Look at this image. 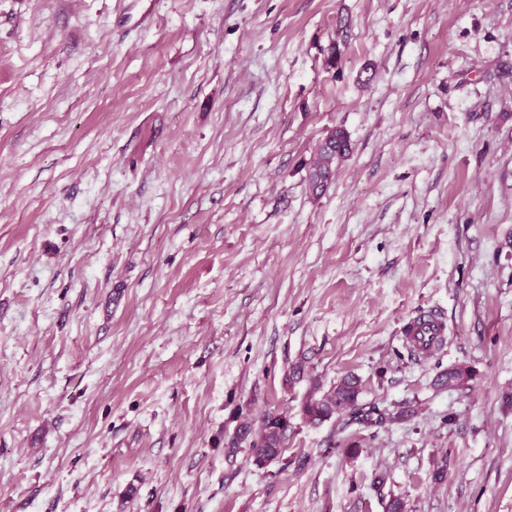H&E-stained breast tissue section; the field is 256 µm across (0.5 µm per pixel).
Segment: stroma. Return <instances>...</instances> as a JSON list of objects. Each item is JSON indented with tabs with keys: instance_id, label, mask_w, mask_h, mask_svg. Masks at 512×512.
<instances>
[{
	"instance_id": "obj_1",
	"label": "stroma",
	"mask_w": 512,
	"mask_h": 512,
	"mask_svg": "<svg viewBox=\"0 0 512 512\" xmlns=\"http://www.w3.org/2000/svg\"><path fill=\"white\" fill-rule=\"evenodd\" d=\"M350 373L415 416L306 423ZM393 497L512 512V0H0V512ZM351 151L350 141L343 130H332L321 142L316 157L308 169V182L313 192H322L333 178L339 165ZM407 340L419 355L427 356L445 341L446 326L431 313H423L405 325ZM233 419L239 420L225 443L231 452L240 448L243 443L248 445L257 467H265L270 461L279 458L286 448L288 430L292 427L288 412H267L259 420L258 430L254 428V420L250 411L244 413L239 408Z\"/></svg>"
}]
</instances>
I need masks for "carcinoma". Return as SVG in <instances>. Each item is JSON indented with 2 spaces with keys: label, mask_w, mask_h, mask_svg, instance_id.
Segmentation results:
<instances>
[{
  "label": "carcinoma",
  "mask_w": 512,
  "mask_h": 512,
  "mask_svg": "<svg viewBox=\"0 0 512 512\" xmlns=\"http://www.w3.org/2000/svg\"><path fill=\"white\" fill-rule=\"evenodd\" d=\"M351 151L350 141L341 129L331 131L321 142L316 157L308 169V182L313 192L323 191L333 178L337 164ZM471 370L466 365H457L441 375L442 383L457 388L469 385ZM359 380L354 376L341 379L321 396L308 394L301 402L300 412L312 425H319L332 418H346L348 423H356L365 428H382L413 416L409 402L394 405L393 408L379 406L378 403L364 402L360 398ZM234 419L238 420L226 442L231 449L247 444L253 463L259 468L279 458L288 440V430L292 427L291 417L286 412H267L260 417L259 425H254L250 413L237 410Z\"/></svg>",
  "instance_id": "obj_1"
}]
</instances>
